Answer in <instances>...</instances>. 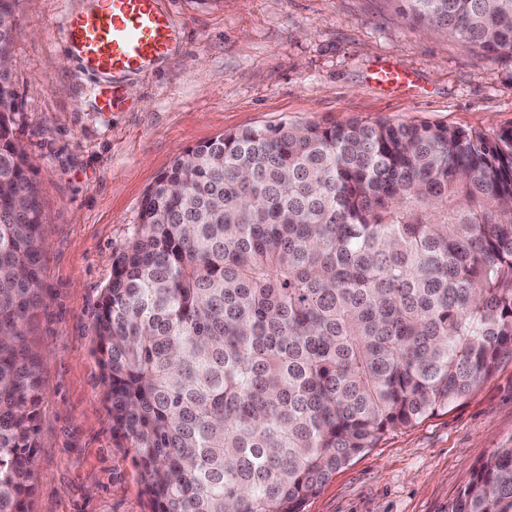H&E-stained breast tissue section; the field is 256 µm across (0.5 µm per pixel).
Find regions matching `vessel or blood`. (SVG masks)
I'll return each instance as SVG.
<instances>
[{"instance_id": "obj_1", "label": "vessel or blood", "mask_w": 512, "mask_h": 512, "mask_svg": "<svg viewBox=\"0 0 512 512\" xmlns=\"http://www.w3.org/2000/svg\"><path fill=\"white\" fill-rule=\"evenodd\" d=\"M68 56L107 75L96 95L102 110L125 108L127 99L116 79L167 57L178 34L158 0H89L86 8L66 12L59 27ZM374 81L384 87L409 83L408 72L393 64L378 68Z\"/></svg>"}]
</instances>
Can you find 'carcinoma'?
Listing matches in <instances>:
<instances>
[{
	"label": "carcinoma",
	"instance_id": "cac0c4a2",
	"mask_svg": "<svg viewBox=\"0 0 512 512\" xmlns=\"http://www.w3.org/2000/svg\"><path fill=\"white\" fill-rule=\"evenodd\" d=\"M512 58V0H399ZM14 0H0L9 50ZM0 72V512H28L42 205ZM112 431L152 512H300L391 429L512 355V129L358 120L227 132L146 192L96 316ZM450 512H512V447Z\"/></svg>",
	"mask_w": 512,
	"mask_h": 512
}]
</instances>
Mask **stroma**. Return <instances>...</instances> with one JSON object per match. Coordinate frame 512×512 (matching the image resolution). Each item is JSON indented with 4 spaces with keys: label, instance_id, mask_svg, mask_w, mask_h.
Wrapping results in <instances>:
<instances>
[{
    "label": "stroma",
    "instance_id": "stroma-1",
    "mask_svg": "<svg viewBox=\"0 0 512 512\" xmlns=\"http://www.w3.org/2000/svg\"><path fill=\"white\" fill-rule=\"evenodd\" d=\"M179 34L164 61L122 78L130 108L99 111L103 75L70 59L63 14L86 0H17L15 136L43 204L42 307L26 332L43 401L29 512H152L133 448L112 434L96 316L148 188L221 133L282 122L512 129V61L399 13L397 0H159ZM394 62L412 87L375 86ZM512 444V358L447 413L385 434L301 512H449L495 448Z\"/></svg>",
    "mask_w": 512,
    "mask_h": 512
}]
</instances>
